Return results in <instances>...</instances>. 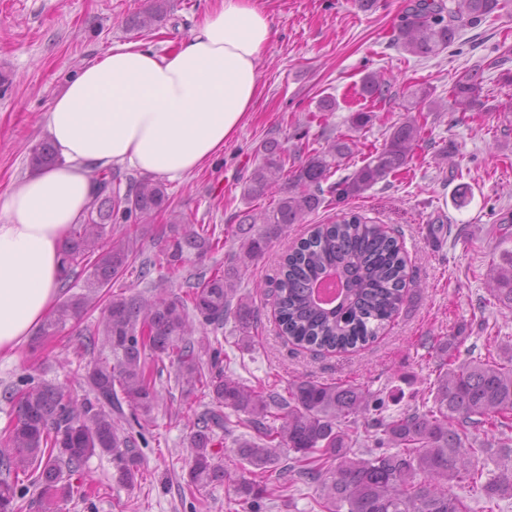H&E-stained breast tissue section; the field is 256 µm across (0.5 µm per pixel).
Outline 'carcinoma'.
Listing matches in <instances>:
<instances>
[{
  "label": "carcinoma",
  "mask_w": 512,
  "mask_h": 512,
  "mask_svg": "<svg viewBox=\"0 0 512 512\" xmlns=\"http://www.w3.org/2000/svg\"><path fill=\"white\" fill-rule=\"evenodd\" d=\"M452 3L448 7L445 2ZM512 0H415L405 15L397 43L412 56L428 58L451 46L467 23L505 9ZM169 0H148L129 21L136 32L150 31L167 19ZM388 85L377 73L362 79L361 92L382 98ZM482 75L460 72L450 90L454 104L468 110L480 104ZM414 108L438 111L428 88L412 93ZM372 111L348 118L357 132L372 123ZM319 148L296 145L293 164L288 148L275 138L258 149L260 160L246 177L243 199L277 194L274 205L247 214L231 228L234 256L255 259L291 224L324 205H339L363 196L376 184L404 168L419 143L424 125L416 117L394 124L384 146L370 152L362 165L331 181L355 154L351 135L325 130ZM53 144L43 141L30 151V166L56 163ZM83 221L75 225L62 256V301L34 343L91 309L103 315L85 328L84 350L92 355L81 400L33 374L5 392L15 419L0 433V512H20L30 488L45 512L58 501L85 500L94 491L73 483L93 455L109 454L113 479L133 487L142 478L141 458L131 435L133 426L155 422L160 396L155 376L169 358L176 364L184 416L191 424L190 495L229 478L217 448L233 431L232 417L249 433L236 440L234 454L250 466L249 477L235 491L245 512H266L267 502L285 504L298 483H318V504L325 512H473L469 501L448 489L451 481L480 487L487 512L512 497V353L487 352L458 362V337L439 340L436 375L421 404L387 415L385 400L354 384L296 380L280 390L270 383L247 384L224 371V350L216 333L234 314L240 334L248 336L254 309L238 294L239 270L207 273L196 270L185 279L186 291L172 296L152 285L153 293L111 292V284L129 266L140 263L147 278L152 269L184 266L190 256L201 260L224 247L217 227L173 219L164 248L147 255L138 225L167 206V185L152 176L129 177L126 189L112 173ZM123 224L117 239L107 225ZM407 255L398 239L358 213L337 215L320 224L287 251L275 288L278 327L293 345L326 351H354L377 338L409 301ZM91 268L84 289L73 288ZM336 279L340 299L325 307L315 285ZM489 287L505 317L512 316V249L491 265ZM211 328L213 339L195 338L198 328ZM366 419L365 450L356 453L358 417ZM495 457L497 472L479 484L483 470L475 460ZM23 472L29 485L10 479Z\"/></svg>",
  "instance_id": "cac0c4a2"
}]
</instances>
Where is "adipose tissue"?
<instances>
[{"label":"adipose tissue","mask_w":512,"mask_h":512,"mask_svg":"<svg viewBox=\"0 0 512 512\" xmlns=\"http://www.w3.org/2000/svg\"><path fill=\"white\" fill-rule=\"evenodd\" d=\"M272 36L259 0H214L171 51L113 46L77 71L45 114L58 162L0 194V356L60 302L62 248L98 173L121 166L179 180L221 155L261 93Z\"/></svg>","instance_id":"1"}]
</instances>
